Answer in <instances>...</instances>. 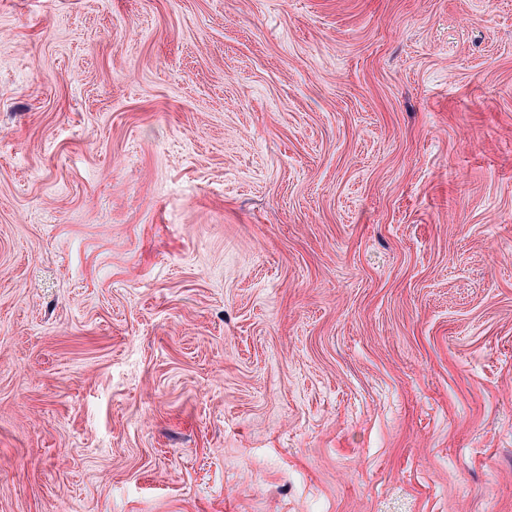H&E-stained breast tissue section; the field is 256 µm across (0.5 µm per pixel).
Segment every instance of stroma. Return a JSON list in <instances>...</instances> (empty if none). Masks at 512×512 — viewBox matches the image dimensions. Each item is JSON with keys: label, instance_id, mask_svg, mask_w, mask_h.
I'll return each instance as SVG.
<instances>
[{"label": "stroma", "instance_id": "stroma-1", "mask_svg": "<svg viewBox=\"0 0 512 512\" xmlns=\"http://www.w3.org/2000/svg\"><path fill=\"white\" fill-rule=\"evenodd\" d=\"M0 512H512V0H0Z\"/></svg>", "mask_w": 512, "mask_h": 512}]
</instances>
